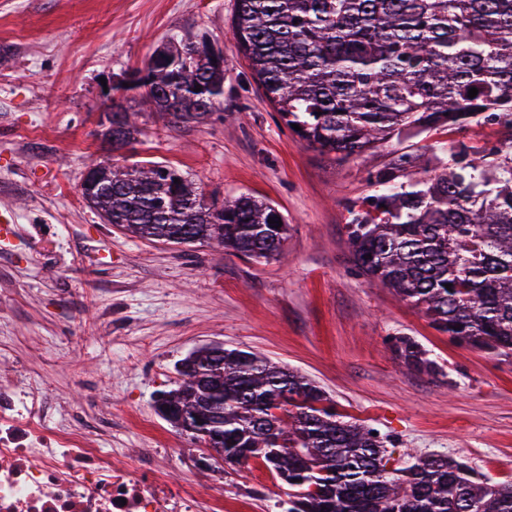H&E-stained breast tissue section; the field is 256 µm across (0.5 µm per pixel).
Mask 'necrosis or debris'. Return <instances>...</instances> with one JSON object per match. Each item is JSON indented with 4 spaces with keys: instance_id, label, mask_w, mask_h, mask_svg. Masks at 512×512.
<instances>
[{
    "instance_id": "necrosis-or-debris-1",
    "label": "necrosis or debris",
    "mask_w": 512,
    "mask_h": 512,
    "mask_svg": "<svg viewBox=\"0 0 512 512\" xmlns=\"http://www.w3.org/2000/svg\"><path fill=\"white\" fill-rule=\"evenodd\" d=\"M36 382L0 380V512H224L179 483L154 452L136 465L56 420Z\"/></svg>"
}]
</instances>
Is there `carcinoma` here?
<instances>
[{
    "instance_id": "1",
    "label": "carcinoma",
    "mask_w": 512,
    "mask_h": 512,
    "mask_svg": "<svg viewBox=\"0 0 512 512\" xmlns=\"http://www.w3.org/2000/svg\"><path fill=\"white\" fill-rule=\"evenodd\" d=\"M232 28L282 120L340 159L475 117L509 131L482 151L459 144L450 163L417 179L416 157H394L374 176L379 190L350 209L347 233L362 272L435 329L511 356L512 0H235ZM129 89L168 123H203L224 104V60L182 39L167 56L152 54ZM139 133L112 104V148ZM90 168L101 173L93 196L106 223L143 239L214 242L267 262L288 237L287 221L268 223L282 217L271 204L248 195L207 203L170 166ZM392 349L419 373L439 371L408 336ZM178 374L157 411L225 465H264L288 487L287 512H456L462 501L468 512H512V483L478 480L457 459L392 467L373 429L337 414L312 380L254 352L196 349Z\"/></svg>"
}]
</instances>
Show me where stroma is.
Wrapping results in <instances>:
<instances>
[{"label":"stroma","instance_id":"stroma-1","mask_svg":"<svg viewBox=\"0 0 512 512\" xmlns=\"http://www.w3.org/2000/svg\"><path fill=\"white\" fill-rule=\"evenodd\" d=\"M234 0H0V378H38L58 414L81 416L104 450L136 462L163 448L172 475L226 512H276L285 489L264 466H197L202 448L154 401L176 366L213 344L297 371L336 410L378 431L399 466L438 454L476 477L512 483V357L457 344L357 266L349 210L374 193L376 170L408 153L447 163L458 142L505 134L471 122L411 132L345 160L301 141L254 81L232 30ZM224 51V109L174 128L141 116L119 151L97 136L119 84L174 38ZM168 165L206 199L246 194L288 221L278 259L255 262L214 243H151L107 224L78 184L90 161ZM415 339L440 370L409 369L392 351ZM134 412L146 428H119Z\"/></svg>","mask_w":512,"mask_h":512}]
</instances>
